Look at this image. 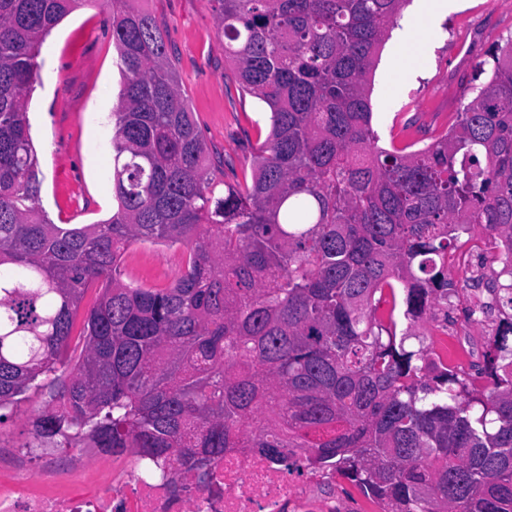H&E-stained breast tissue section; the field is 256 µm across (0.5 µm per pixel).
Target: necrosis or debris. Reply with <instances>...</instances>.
Returning a JSON list of instances; mask_svg holds the SVG:
<instances>
[{
    "label": "necrosis or debris",
    "mask_w": 512,
    "mask_h": 512,
    "mask_svg": "<svg viewBox=\"0 0 512 512\" xmlns=\"http://www.w3.org/2000/svg\"><path fill=\"white\" fill-rule=\"evenodd\" d=\"M142 458L112 464L110 488L86 495L26 494L30 470L16 460L11 490L0 491V512H336V475L302 465L300 471L273 463L247 448L225 451L211 488L184 476L183 492L172 497L162 483L143 477Z\"/></svg>",
    "instance_id": "4bbe7bcc"
}]
</instances>
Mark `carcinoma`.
<instances>
[{"label": "carcinoma", "instance_id": "obj_1", "mask_svg": "<svg viewBox=\"0 0 512 512\" xmlns=\"http://www.w3.org/2000/svg\"><path fill=\"white\" fill-rule=\"evenodd\" d=\"M78 2L0 0V422L48 388L39 440L134 448L175 497L186 473L209 487L228 448L275 463L303 450L391 512H512V315L473 375L405 345L455 288L461 235L500 240L512 266V39L447 132L389 150L369 75L410 0H210L240 88L270 113L241 185L207 165L164 27L105 0L115 212L55 224L27 101L44 38ZM137 242L188 249L169 287L122 280ZM491 281L512 311V283ZM99 292H100L99 286L94 285L93 287L89 288L85 294L82 308H81V310L76 318V321H75V327L73 330V336H72L69 354L78 355L80 353V351L82 350L84 341H83V339H81L79 337V334L83 327L84 310L93 305V303L97 300V298L99 296Z\"/></svg>", "mask_w": 512, "mask_h": 512}]
</instances>
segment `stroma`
Here are the masks:
<instances>
[{"label": "stroma", "instance_id": "stroma-1", "mask_svg": "<svg viewBox=\"0 0 512 512\" xmlns=\"http://www.w3.org/2000/svg\"><path fill=\"white\" fill-rule=\"evenodd\" d=\"M167 32L168 50L181 91L207 145L210 160L224 159L228 182L251 180L253 157L267 134L263 104L243 93L235 67L224 59V39L209 0H143ZM402 26L414 35L398 49L392 30L372 74V124L379 147L422 148L443 133L474 86L487 82L492 52L512 38V0H456L443 16H418L408 5ZM39 76L27 103L30 134L40 162V206L56 224H94L112 215V120L121 74L112 35L101 22L98 0H84L46 36ZM186 250L151 243L132 245L122 258L126 274L152 288L167 287L183 268ZM490 262L474 259V279L448 302L432 308L415 332L441 348L447 336L490 350L501 315L483 275ZM490 308L480 322L469 306ZM48 391L27 393L0 422V458L15 453L30 465L31 492L66 495L110 485L112 470L98 448L82 449L88 466L81 478L50 476L44 464L53 448L37 442L33 419Z\"/></svg>", "mask_w": 512, "mask_h": 512}]
</instances>
